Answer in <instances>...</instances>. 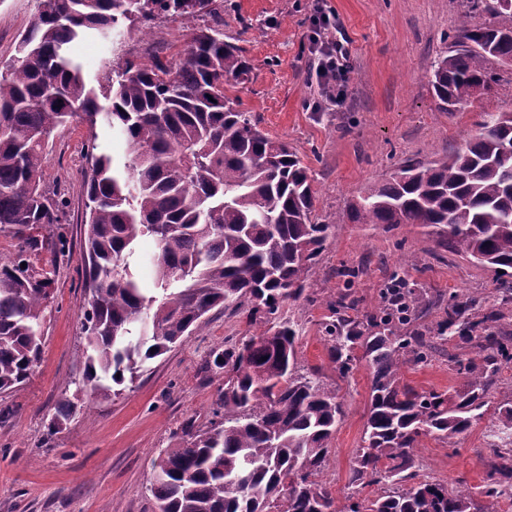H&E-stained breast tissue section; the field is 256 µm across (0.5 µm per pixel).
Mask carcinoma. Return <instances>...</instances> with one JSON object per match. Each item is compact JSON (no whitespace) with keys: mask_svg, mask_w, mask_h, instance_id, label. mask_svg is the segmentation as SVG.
<instances>
[{"mask_svg":"<svg viewBox=\"0 0 512 512\" xmlns=\"http://www.w3.org/2000/svg\"><path fill=\"white\" fill-rule=\"evenodd\" d=\"M216 0H38L14 63L0 69V236L14 252L0 258V392L34 374L45 345L51 271L66 201L44 178L54 130L73 121L91 132L85 183L87 226L81 253L88 287L82 387L120 394L146 364L201 331L210 312L246 310L259 331L213 350L224 372V414L188 422L180 442L153 462L158 512H501L512 501V393L490 406L512 362V112H486L477 131L448 156L408 160L390 179L349 205L354 224H423L438 247L491 268L494 304L476 292L416 293L398 273L362 313L354 271L327 302L329 361L346 375H371L367 421L341 506L320 475L345 416L321 368L297 366V330L281 314L301 299L305 279L331 237L314 217L307 168L288 144L224 94V79L249 65L224 31L196 33L173 64L127 61L108 78L109 106L69 52L75 40L121 27L152 30L160 17L212 15ZM486 14L490 21L472 22ZM454 49L435 61L431 88L441 108L500 81L512 63V7L461 0ZM124 143V162L97 151L96 129ZM144 237L157 253L153 287H141ZM465 378L460 389L419 391L404 382L443 347ZM78 411L64 396L48 430ZM489 418L491 463L474 497L420 477L415 449L425 438L453 448ZM376 495L362 498L366 487Z\"/></svg>","mask_w":512,"mask_h":512,"instance_id":"1","label":"carcinoma"}]
</instances>
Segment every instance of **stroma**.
<instances>
[{"label": "stroma", "mask_w": 512, "mask_h": 512, "mask_svg": "<svg viewBox=\"0 0 512 512\" xmlns=\"http://www.w3.org/2000/svg\"><path fill=\"white\" fill-rule=\"evenodd\" d=\"M214 16L156 21L151 36L135 29L109 39L89 37L76 53L96 89L124 60L151 56L172 60L193 33L222 25L224 39L241 47L250 64L245 81L226 86L229 97L258 120L271 137L287 142L308 167L317 202L316 221L332 225V236L310 268L302 299L282 312L298 331L301 368H321L338 388L345 416L331 443L322 480L343 497L352 458L367 420L370 374L358 364L347 377L332 367L324 347L327 300L344 280L342 269L358 270L353 290L360 310L370 309L380 284L401 270L410 287L432 295L453 291L492 295L493 272L437 247L418 224H352L347 207L373 183L389 179L408 160L445 156L477 129L487 112H512V68L499 67L501 81L484 98L441 109L429 85L433 65L450 46L447 34L458 22L459 0H217ZM36 0H0V66L16 59V45L30 27ZM330 17L348 55L343 102L328 107L313 70L308 37L319 15ZM88 130L80 123L51 136L45 178L67 201L64 233L70 256L59 261L51 287L50 315L42 360L30 380L0 393V512H156L149 491L152 461L173 446L188 420L212 417L224 374L207 370L211 351L247 332L242 315L215 311L201 333L151 360L145 372L119 396H94L79 389L84 372L82 324L87 296L81 284L84 242L83 185L89 173L84 151ZM417 390H445L463 379L436 357L405 370ZM87 405V416L48 423L61 397ZM485 423L448 448L424 439L416 454L427 479L448 486L478 485L489 454Z\"/></svg>", "instance_id": "1"}]
</instances>
